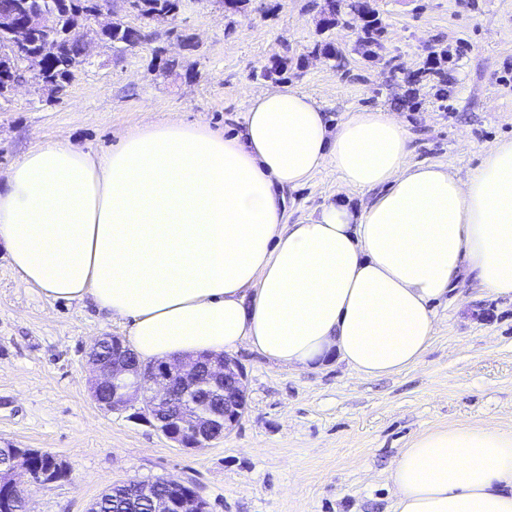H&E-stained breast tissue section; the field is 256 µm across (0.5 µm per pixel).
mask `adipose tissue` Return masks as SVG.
Returning <instances> with one entry per match:
<instances>
[{
    "mask_svg": "<svg viewBox=\"0 0 512 512\" xmlns=\"http://www.w3.org/2000/svg\"><path fill=\"white\" fill-rule=\"evenodd\" d=\"M410 143L396 113L351 109L332 126L287 84L229 132L147 120L106 153L43 141L0 183V244L44 296L129 322L146 363L245 346L294 370L335 356L396 375L467 277L512 300V139L462 178L410 162ZM325 166L377 197L289 223L285 191ZM389 480L394 512H512V430L426 431Z\"/></svg>",
    "mask_w": 512,
    "mask_h": 512,
    "instance_id": "adipose-tissue-1",
    "label": "adipose tissue"
}]
</instances>
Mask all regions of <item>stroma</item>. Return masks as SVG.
I'll return each mask as SVG.
<instances>
[{
	"instance_id": "1",
	"label": "stroma",
	"mask_w": 512,
	"mask_h": 512,
	"mask_svg": "<svg viewBox=\"0 0 512 512\" xmlns=\"http://www.w3.org/2000/svg\"><path fill=\"white\" fill-rule=\"evenodd\" d=\"M382 29L366 56L363 22L342 6L320 28L324 0H192L142 46L115 50L84 22L88 64L59 91L24 84L0 105V173L44 140L101 153L141 121L234 127L260 71L293 59L284 81L336 122L383 108L412 134L411 159L465 174L512 138V0H368ZM332 42L328 60L317 43ZM172 72H164L166 61ZM345 193L332 167L289 194V223ZM440 301L431 344L402 373L365 378L345 362L292 370L240 349L248 405L238 425L203 448H181L131 410L105 412L88 391L86 352L126 323L89 301L52 300L12 272L0 246V448H35L68 476L27 489L31 512H89L112 484L174 477L209 512H393L388 480L415 436L451 425L512 428V302L466 280Z\"/></svg>"
}]
</instances>
